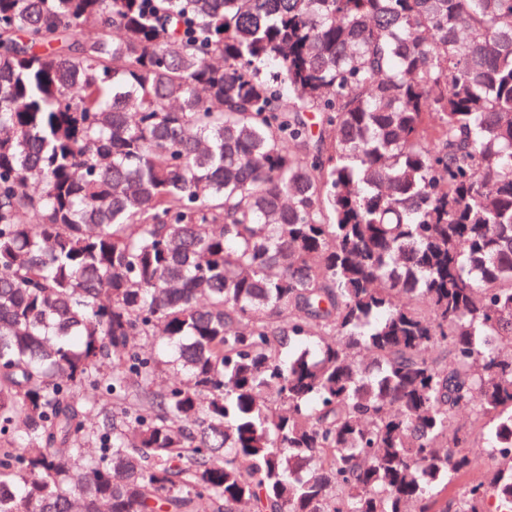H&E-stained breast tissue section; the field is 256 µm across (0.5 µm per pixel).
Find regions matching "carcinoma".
I'll return each mask as SVG.
<instances>
[{"mask_svg": "<svg viewBox=\"0 0 512 512\" xmlns=\"http://www.w3.org/2000/svg\"><path fill=\"white\" fill-rule=\"evenodd\" d=\"M507 343L512 0H0V512H512Z\"/></svg>", "mask_w": 512, "mask_h": 512, "instance_id": "carcinoma-1", "label": "carcinoma"}]
</instances>
